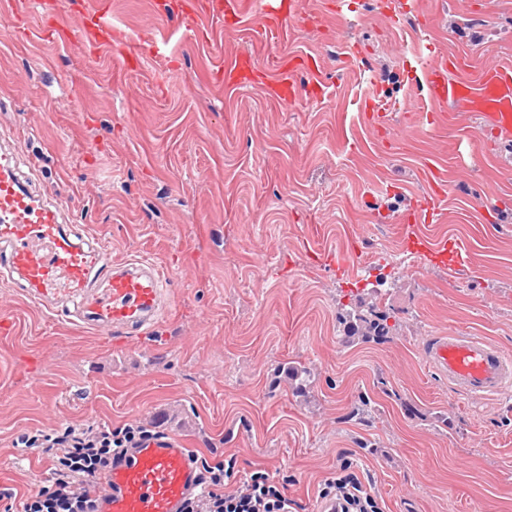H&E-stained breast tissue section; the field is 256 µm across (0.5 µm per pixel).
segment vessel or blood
I'll list each match as a JSON object with an SVG mask.
<instances>
[{"mask_svg":"<svg viewBox=\"0 0 512 512\" xmlns=\"http://www.w3.org/2000/svg\"><path fill=\"white\" fill-rule=\"evenodd\" d=\"M193 13L223 15L251 9L268 30L280 24L272 0H192ZM43 37L63 38V16L47 0ZM74 39L86 47L116 41L107 0L79 11ZM305 56L289 57L277 70L275 94L294 103L296 70L307 68ZM251 57L238 53L216 72V81L242 84V70ZM422 100L438 112H471L484 128L512 136V65L495 61L472 67L457 55H435L422 72ZM445 184H428L420 208L406 218L405 243L415 251L421 225L439 217ZM309 259L352 276L351 258L342 251L311 248ZM0 275L58 320L78 319L94 330L128 338L158 324L169 300V276L147 258L116 260L101 242H88L62 223L56 205L33 195L13 155L0 151ZM423 357L433 372L457 394L471 400L512 396V356L487 338L457 330L432 336ZM202 490L200 467L191 449L168 435L146 440L140 447L118 451L103 469L91 499L96 512H184Z\"/></svg>","mask_w":512,"mask_h":512,"instance_id":"b4317fda","label":"vessel or blood"}]
</instances>
